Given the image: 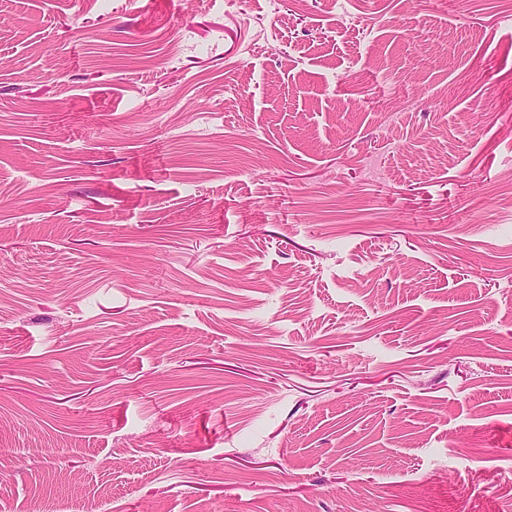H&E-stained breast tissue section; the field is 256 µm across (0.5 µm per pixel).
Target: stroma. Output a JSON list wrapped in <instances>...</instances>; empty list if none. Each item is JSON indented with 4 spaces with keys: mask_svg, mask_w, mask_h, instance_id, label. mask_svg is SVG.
Segmentation results:
<instances>
[{
    "mask_svg": "<svg viewBox=\"0 0 512 512\" xmlns=\"http://www.w3.org/2000/svg\"><path fill=\"white\" fill-rule=\"evenodd\" d=\"M512 512V0H0V512Z\"/></svg>",
    "mask_w": 512,
    "mask_h": 512,
    "instance_id": "35a3bbf8",
    "label": "stroma"
}]
</instances>
